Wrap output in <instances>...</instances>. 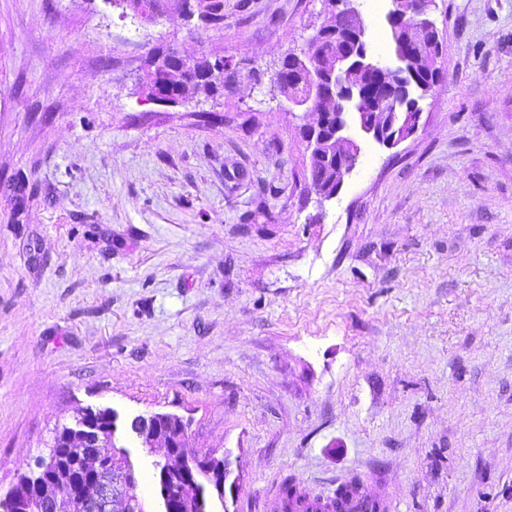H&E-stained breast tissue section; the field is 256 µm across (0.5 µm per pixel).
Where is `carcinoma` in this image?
<instances>
[{
  "instance_id": "obj_1",
  "label": "carcinoma",
  "mask_w": 512,
  "mask_h": 512,
  "mask_svg": "<svg viewBox=\"0 0 512 512\" xmlns=\"http://www.w3.org/2000/svg\"><path fill=\"white\" fill-rule=\"evenodd\" d=\"M327 14L326 23L310 39L307 51L302 55L288 54L281 62V69L275 71L272 80L280 92L288 99L304 101L309 98V71L312 66L319 78V89L335 94L344 99L347 89L357 82L368 90L375 86H388L394 93L396 101L385 108L390 113L393 130H398L403 123V113L420 110V101L430 95L443 78L439 59L441 53L426 55L405 53V33L391 30V53L401 57L400 69L384 70L370 56L360 59L353 57L345 62L344 70L348 73V82L341 84L336 78V53L341 42L350 44L354 50L367 51L365 34L351 18L336 20L333 15L334 0H323ZM434 0H399V6L408 14L419 18L429 17ZM181 11L198 10V20L205 25L219 29L224 26L223 0H178ZM146 73L142 90L147 95L166 94L171 100H184L203 95L207 98L221 97L233 90L235 72L226 70L214 75L206 55L187 58L177 50L169 48L150 57L146 63ZM319 148L310 151V163L304 167V185L312 184L324 188L336 174V163L331 158H319ZM199 468L198 484L208 486L214 481L224 480V458L211 453L195 456Z\"/></svg>"
}]
</instances>
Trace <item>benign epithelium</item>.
Instances as JSON below:
<instances>
[{
	"mask_svg": "<svg viewBox=\"0 0 512 512\" xmlns=\"http://www.w3.org/2000/svg\"><path fill=\"white\" fill-rule=\"evenodd\" d=\"M389 21L397 23L407 33V43L413 49H434L435 42L429 34L435 28L433 22H415L405 19L402 13H391ZM387 112H338L325 109L314 113L313 120L303 124V135L308 145L325 143L328 155L336 161V185L332 194H337L349 174L345 160L354 153L357 141L355 135H362L377 144L391 149L409 137L420 127L421 113L406 114L404 130L388 134ZM336 118L332 134L324 129L331 118ZM109 425L96 422V412L88 410L65 427L73 441V460L85 473L93 477L94 501L100 504L103 512H146L147 505L139 501L132 478L133 464L129 453L119 452L127 435L134 436L140 447L147 452L161 445L166 449L165 461L159 473V507L162 512H170L171 507L184 503L186 489L196 490L193 502L188 504L193 512H208L209 500L204 488L197 484L176 483L171 474L179 473L187 480L194 477L195 458L179 448L187 444L189 424L182 417L167 412H152L138 415L118 429V416L108 412ZM60 468L53 450L38 458L35 468L26 474L28 493L21 494L11 487L1 503L9 512H88L90 505L80 484L74 480L66 484L55 483V472Z\"/></svg>",
	"mask_w": 512,
	"mask_h": 512,
	"instance_id": "1",
	"label": "benign epithelium"
}]
</instances>
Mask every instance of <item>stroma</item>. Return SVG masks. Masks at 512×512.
Listing matches in <instances>:
<instances>
[{
	"mask_svg": "<svg viewBox=\"0 0 512 512\" xmlns=\"http://www.w3.org/2000/svg\"><path fill=\"white\" fill-rule=\"evenodd\" d=\"M0 0V487L88 407L190 419L228 512L355 477L393 512H512V0H435L418 132L303 192L272 75L322 0ZM391 58V0H359ZM222 55L221 98L144 101L151 52ZM191 1H196V5L192 4ZM178 5L182 12L188 11L186 15L189 18L194 17L193 8L198 10V20L203 22L205 25L219 29L224 26V1L221 0H178Z\"/></svg>",
	"mask_w": 512,
	"mask_h": 512,
	"instance_id": "obj_1",
	"label": "stroma"
}]
</instances>
